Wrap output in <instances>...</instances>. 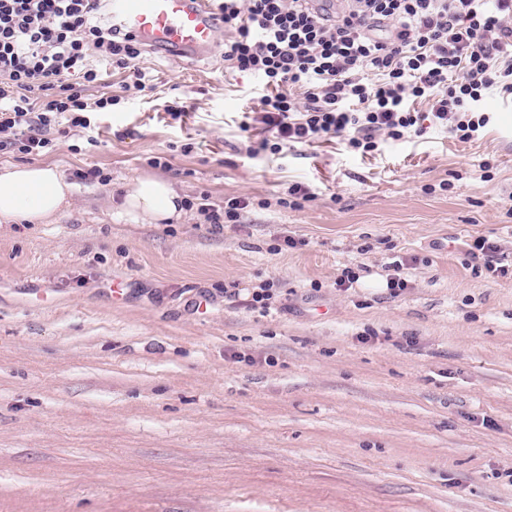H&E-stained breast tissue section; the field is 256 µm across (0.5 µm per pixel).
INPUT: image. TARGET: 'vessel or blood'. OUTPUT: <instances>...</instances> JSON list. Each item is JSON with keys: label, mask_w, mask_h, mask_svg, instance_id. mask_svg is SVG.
<instances>
[{"label": "vessel or blood", "mask_w": 512, "mask_h": 512, "mask_svg": "<svg viewBox=\"0 0 512 512\" xmlns=\"http://www.w3.org/2000/svg\"><path fill=\"white\" fill-rule=\"evenodd\" d=\"M109 16L115 28L153 51L199 58L218 44L211 0H109Z\"/></svg>", "instance_id": "obj_1"}]
</instances>
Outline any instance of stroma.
Masks as SVG:
<instances>
[{"mask_svg":"<svg viewBox=\"0 0 512 512\" xmlns=\"http://www.w3.org/2000/svg\"><path fill=\"white\" fill-rule=\"evenodd\" d=\"M136 66L153 97L108 69L97 91L122 101L97 146L74 131L39 157L73 181L70 209L0 224V512H512V102L488 91L469 142L253 154L257 77L220 52ZM91 168L106 181L75 179ZM151 174L250 205L217 233L194 209L111 221ZM295 183L313 200L282 207ZM478 236L507 276L471 259ZM267 282L269 309L247 307Z\"/></svg>","mask_w":512,"mask_h":512,"instance_id":"35a3bbf8","label":"stroma"}]
</instances>
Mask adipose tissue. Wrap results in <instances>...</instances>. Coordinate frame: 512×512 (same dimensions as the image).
Listing matches in <instances>:
<instances>
[{"mask_svg": "<svg viewBox=\"0 0 512 512\" xmlns=\"http://www.w3.org/2000/svg\"><path fill=\"white\" fill-rule=\"evenodd\" d=\"M73 188L49 164L0 166V224H48L70 207ZM183 198L168 180L143 176L131 182L114 213L132 224L180 220Z\"/></svg>", "mask_w": 512, "mask_h": 512, "instance_id": "obj_1", "label": "adipose tissue"}]
</instances>
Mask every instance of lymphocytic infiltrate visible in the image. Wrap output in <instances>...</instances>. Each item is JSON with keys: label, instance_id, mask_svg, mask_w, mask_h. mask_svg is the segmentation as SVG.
Returning a JSON list of instances; mask_svg holds the SVG:
<instances>
[{"label": "lymphocytic infiltrate", "instance_id": "1", "mask_svg": "<svg viewBox=\"0 0 512 512\" xmlns=\"http://www.w3.org/2000/svg\"><path fill=\"white\" fill-rule=\"evenodd\" d=\"M103 4L0 0L1 154L40 155L120 104L87 97L93 57L152 91L141 43L102 22ZM217 12L225 61L261 80L259 148L274 155L326 137L367 155L430 125L468 142L490 121L487 90L512 96V0H341L331 15L313 0H218Z\"/></svg>", "mask_w": 512, "mask_h": 512}]
</instances>
